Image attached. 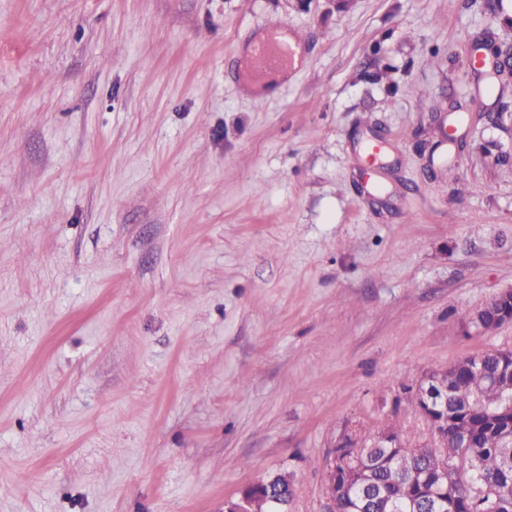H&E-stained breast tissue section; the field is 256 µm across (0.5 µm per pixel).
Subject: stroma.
I'll return each mask as SVG.
<instances>
[{"label": "stroma", "mask_w": 512, "mask_h": 512, "mask_svg": "<svg viewBox=\"0 0 512 512\" xmlns=\"http://www.w3.org/2000/svg\"><path fill=\"white\" fill-rule=\"evenodd\" d=\"M501 12L0 0V512H224L275 475L326 512L345 438L433 444L409 388L512 349L471 323L512 289V89L468 66ZM271 24L303 64L245 96ZM242 77L241 86L248 95L269 97L276 93L279 85L288 79V72L291 69L284 65L279 70L258 77L253 70V49L250 46L242 53Z\"/></svg>", "instance_id": "stroma-1"}]
</instances>
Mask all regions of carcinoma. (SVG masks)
Masks as SVG:
<instances>
[{
    "label": "carcinoma",
    "instance_id": "cac0c4a2",
    "mask_svg": "<svg viewBox=\"0 0 512 512\" xmlns=\"http://www.w3.org/2000/svg\"><path fill=\"white\" fill-rule=\"evenodd\" d=\"M499 392L486 381V374L461 369L460 381L448 402V409H495ZM397 447L385 448L375 439L368 443L353 440L358 446L360 480L364 489L347 496L341 487L328 495L336 501V512H386L393 501L398 512H448L452 495L472 498L475 512H512V447L502 445L496 432L478 434L470 448L456 447V431L450 426L442 432L438 446H413L393 432ZM290 489L279 476L271 492L255 498L251 512H287Z\"/></svg>",
    "mask_w": 512,
    "mask_h": 512
}]
</instances>
